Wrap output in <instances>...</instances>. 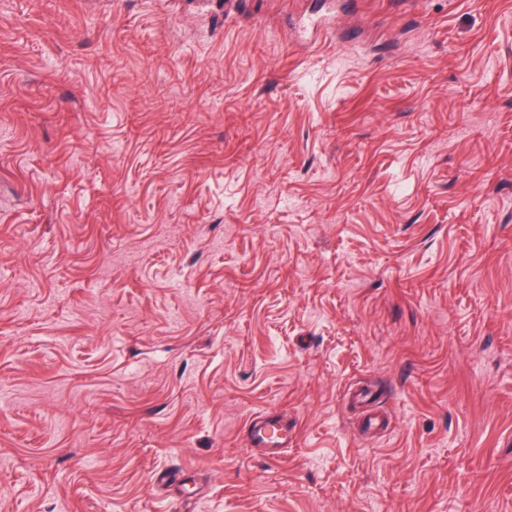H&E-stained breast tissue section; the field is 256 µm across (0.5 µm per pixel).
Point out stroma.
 <instances>
[{
    "label": "stroma",
    "mask_w": 512,
    "mask_h": 512,
    "mask_svg": "<svg viewBox=\"0 0 512 512\" xmlns=\"http://www.w3.org/2000/svg\"><path fill=\"white\" fill-rule=\"evenodd\" d=\"M0 512H512V0H0ZM247 426L248 446L260 448L269 460L279 459L284 449L296 440V423L277 412L256 413L249 419Z\"/></svg>",
    "instance_id": "35a3bbf8"
}]
</instances>
